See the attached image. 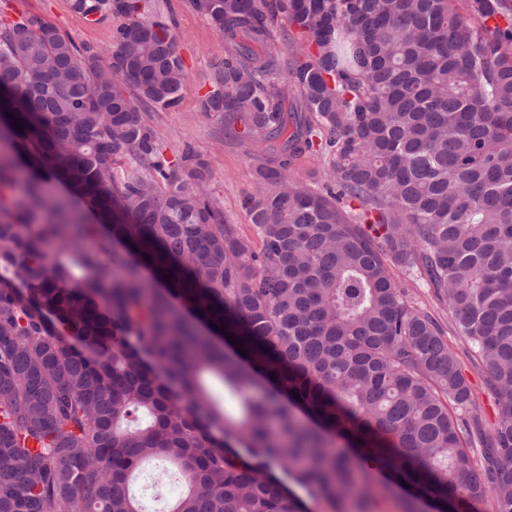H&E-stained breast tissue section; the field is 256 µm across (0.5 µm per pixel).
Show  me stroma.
Returning a JSON list of instances; mask_svg holds the SVG:
<instances>
[{"instance_id": "stroma-1", "label": "stroma", "mask_w": 512, "mask_h": 512, "mask_svg": "<svg viewBox=\"0 0 512 512\" xmlns=\"http://www.w3.org/2000/svg\"><path fill=\"white\" fill-rule=\"evenodd\" d=\"M10 2L27 17L56 26L77 44L92 47L101 56H109L115 47L113 32L121 24V16L112 15L91 24L71 10L69 0ZM148 5L150 15L170 23L186 79L176 106L166 109L146 106L142 112L155 127L167 156H175L187 148L200 155L208 167L206 184L222 208L225 222L238 225L243 234H252L247 203L259 195L254 172L265 144L259 139L238 143L225 138L223 127L206 117L199 106L201 96L209 88L212 65L224 52V37L188 0H149ZM390 273L395 285L406 291L413 304L441 326L449 346L458 356L486 428H493L497 420V397L487 386L483 373L471 364L454 331L447 305L438 302L432 288L418 273L398 265L391 266Z\"/></svg>"}]
</instances>
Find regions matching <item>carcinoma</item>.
Masks as SVG:
<instances>
[{
    "label": "carcinoma",
    "mask_w": 512,
    "mask_h": 512,
    "mask_svg": "<svg viewBox=\"0 0 512 512\" xmlns=\"http://www.w3.org/2000/svg\"><path fill=\"white\" fill-rule=\"evenodd\" d=\"M456 2L275 0L303 40L290 95L265 0H190L224 35L200 111L266 144L258 247L140 112L185 80L167 21L71 0L128 18L105 63L0 20V512H149L133 480L152 461L183 479L165 512H305L293 485L382 512L367 455L401 512H512V8ZM304 154L320 190L288 178ZM391 262L448 303L497 396L491 432Z\"/></svg>",
    "instance_id": "carcinoma-1"
}]
</instances>
